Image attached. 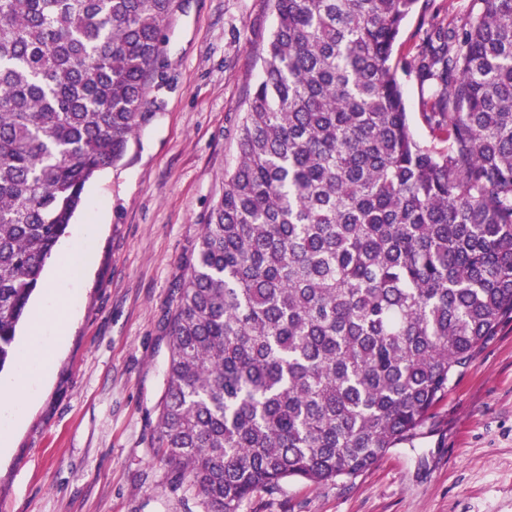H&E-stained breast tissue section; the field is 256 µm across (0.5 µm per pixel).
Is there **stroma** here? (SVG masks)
Segmentation results:
<instances>
[{
    "mask_svg": "<svg viewBox=\"0 0 512 512\" xmlns=\"http://www.w3.org/2000/svg\"><path fill=\"white\" fill-rule=\"evenodd\" d=\"M430 0L404 22L393 62L411 127L430 96L407 66ZM269 0H176L162 34L151 115L122 160L96 174L74 217L102 211L92 270L71 287L78 319L0 455V512H203L153 446L176 283L239 158L246 97L275 29ZM240 512H512V322L449 385L426 423L352 478L257 490Z\"/></svg>",
    "mask_w": 512,
    "mask_h": 512,
    "instance_id": "stroma-1",
    "label": "stroma"
}]
</instances>
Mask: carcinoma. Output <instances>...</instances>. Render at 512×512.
<instances>
[{
  "mask_svg": "<svg viewBox=\"0 0 512 512\" xmlns=\"http://www.w3.org/2000/svg\"><path fill=\"white\" fill-rule=\"evenodd\" d=\"M276 28L169 322L155 448L204 512L352 478L411 439L512 321V0H270ZM175 0H0V371L86 184L119 161L162 76ZM471 5L472 0H435L429 2L420 0L417 10L405 20L394 51L393 64L397 67V77L403 87L412 130L420 140L434 143L438 148L445 144L434 139L432 131L421 116L422 101L428 99L431 94L429 86L427 83L420 81L415 72L407 68L405 62L410 61L417 52L421 33L419 28L423 22L426 6L425 18L436 11L439 12L441 17L446 15L465 16Z\"/></svg>",
  "mask_w": 512,
  "mask_h": 512,
  "instance_id": "obj_1",
  "label": "carcinoma"
}]
</instances>
